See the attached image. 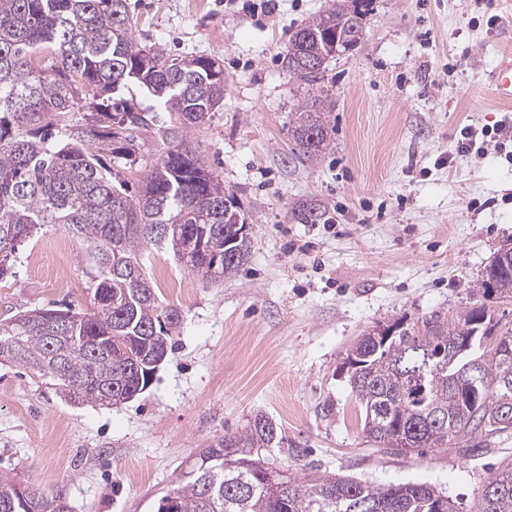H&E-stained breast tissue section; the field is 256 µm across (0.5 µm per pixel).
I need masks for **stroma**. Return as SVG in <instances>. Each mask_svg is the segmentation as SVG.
Here are the masks:
<instances>
[{
    "label": "stroma",
    "instance_id": "35a3bbf8",
    "mask_svg": "<svg viewBox=\"0 0 512 512\" xmlns=\"http://www.w3.org/2000/svg\"><path fill=\"white\" fill-rule=\"evenodd\" d=\"M136 39L224 67V102L187 138L251 224L248 259L203 282L168 249L147 246L158 301L183 322L153 383L116 406L65 399L49 378L0 363V475L70 512H156L208 445L272 418L304 456L267 457L293 474L375 485L419 482L471 504L512 461V430L462 448L401 455L362 431L341 364L375 323L451 317L512 246V103L488 74L512 51V0H370L355 50L332 58V148L295 156L292 118L308 91L282 56L292 32L331 0H128ZM504 127L483 152L463 128ZM122 169L137 189L164 150L156 125ZM0 281V319L49 303L93 307L94 268L80 242L44 227Z\"/></svg>",
    "mask_w": 512,
    "mask_h": 512
}]
</instances>
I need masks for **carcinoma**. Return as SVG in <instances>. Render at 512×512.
<instances>
[{"mask_svg":"<svg viewBox=\"0 0 512 512\" xmlns=\"http://www.w3.org/2000/svg\"><path fill=\"white\" fill-rule=\"evenodd\" d=\"M364 0H336V7L294 31L282 65L309 86L325 70L305 69L303 61L329 41L344 50L351 19H363ZM140 88L175 114L179 125L164 130L167 148L151 166L135 194L114 183L113 167L137 161L130 131L148 125L133 103ZM224 100V69L208 56H166L139 43L132 31L127 0H0V280L13 274L21 243L59 224L76 237L93 260L94 304L81 314L73 335L82 340L64 351L65 372L52 363L59 348L47 339L34 308L0 319V352L19 349L20 364L49 377L67 398L110 403L105 381L132 384L127 371L152 354L172 349L183 321L174 306H162L146 272L144 248L161 242L142 231L169 224L189 248L183 268L204 281L235 275L250 241L224 255V234L212 241L209 260L195 257L199 226L224 225V179L201 150L186 142L187 129L202 123ZM97 109L90 123L72 119L80 102ZM332 102L320 89L295 112L294 153L313 159L331 149ZM119 249L136 272L112 275V251ZM483 302L465 307L446 321L431 318L411 336L377 346L365 330L346 355L359 356L348 374L363 433L400 453L447 448L472 435L507 432L501 408L512 411V343H467L476 329L487 336H511L512 321L485 303L512 301V272L487 265L477 283ZM135 310L123 327L124 301ZM459 355L445 363L430 359L439 348ZM402 435L407 447L397 445ZM259 448L290 449L280 428L257 414L245 428L203 449L187 479L159 502L177 501V512H459V502L427 484L372 485L337 475L313 474L293 483L288 496L268 495V460ZM215 469L221 490L207 502L200 468ZM496 491L479 488L470 512H512V467L488 478ZM27 512H69L66 494L36 491Z\"/></svg>","mask_w":512,"mask_h":512,"instance_id":"obj_1","label":"carcinoma"}]
</instances>
